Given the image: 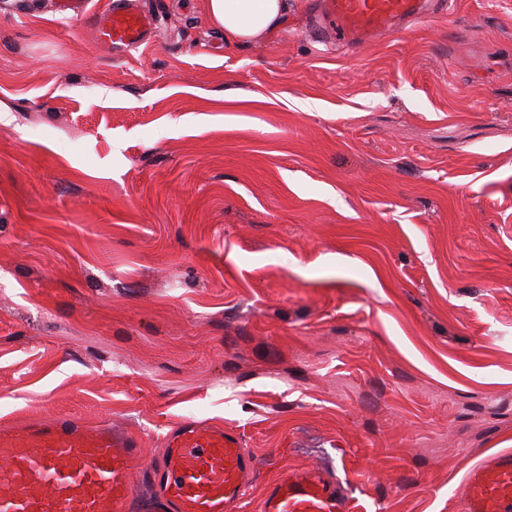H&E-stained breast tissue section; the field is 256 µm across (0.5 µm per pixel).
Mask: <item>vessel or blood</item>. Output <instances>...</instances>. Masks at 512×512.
Instances as JSON below:
<instances>
[{
	"label": "vessel or blood",
	"mask_w": 512,
	"mask_h": 512,
	"mask_svg": "<svg viewBox=\"0 0 512 512\" xmlns=\"http://www.w3.org/2000/svg\"><path fill=\"white\" fill-rule=\"evenodd\" d=\"M323 20L361 43L425 15L424 0H319ZM151 15L135 0H114L99 18L98 45L125 53L149 41ZM159 465L109 420L63 416L0 428V512H241L254 459L236 430L198 420L171 427ZM149 498L135 494L139 476ZM464 512H512V451L489 454L461 484ZM262 512H356L354 499L318 465L281 473L268 484Z\"/></svg>",
	"instance_id": "b4317fda"
}]
</instances>
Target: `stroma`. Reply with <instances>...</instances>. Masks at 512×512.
Returning a JSON list of instances; mask_svg holds the SVG:
<instances>
[{
  "label": "stroma",
  "mask_w": 512,
  "mask_h": 512,
  "mask_svg": "<svg viewBox=\"0 0 512 512\" xmlns=\"http://www.w3.org/2000/svg\"><path fill=\"white\" fill-rule=\"evenodd\" d=\"M0 0V426L190 418L313 461L364 512H456L512 450V0H439L361 47L308 0L228 47L202 0ZM154 26L151 15L135 0H114L112 9L98 19L97 44L110 52L125 53L149 41Z\"/></svg>",
  "instance_id": "stroma-1"
}]
</instances>
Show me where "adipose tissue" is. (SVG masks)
<instances>
[{"instance_id": "adipose-tissue-1", "label": "adipose tissue", "mask_w": 512, "mask_h": 512, "mask_svg": "<svg viewBox=\"0 0 512 512\" xmlns=\"http://www.w3.org/2000/svg\"><path fill=\"white\" fill-rule=\"evenodd\" d=\"M203 9L223 28L226 44L242 46L280 29L291 5L289 0H203Z\"/></svg>"}]
</instances>
